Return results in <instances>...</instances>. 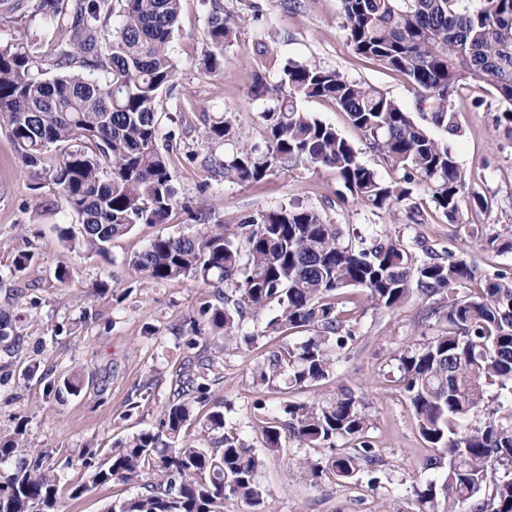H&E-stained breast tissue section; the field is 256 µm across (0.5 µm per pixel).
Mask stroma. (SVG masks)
Wrapping results in <instances>:
<instances>
[{
    "label": "stroma",
    "instance_id": "stroma-1",
    "mask_svg": "<svg viewBox=\"0 0 512 512\" xmlns=\"http://www.w3.org/2000/svg\"><path fill=\"white\" fill-rule=\"evenodd\" d=\"M222 2L225 15L243 17L245 23L236 42L224 48L223 70L205 76L198 60L208 44L210 0H182L172 43L179 72L160 122L161 133L176 134L173 176L183 204L168 223L136 225L114 238L103 257L63 248L57 226L66 222V211L49 177L58 148H51L38 167L25 168L13 142L0 130V310L16 317L20 333L18 348L8 352L0 346V436L21 431L24 442L47 452L68 482L81 480L80 458L85 452L157 428L164 416L173 375L187 354L182 329L197 316L209 287L191 276L156 283L135 273L128 260L156 236L196 231L190 209L205 208L215 224L299 203L324 212L356 246L385 229L409 242L452 250L488 273L512 270V253L498 252L467 233L471 223L484 225L491 234L512 233V137L497 127L501 106L490 93L479 106L474 105L471 90L454 96L463 133L447 138L448 145L465 174L466 191H479L493 201L488 212L464 214L457 223L437 215L421 187L411 202L420 209L423 223H410L401 210L389 214L366 208L342 197L341 183L326 167L277 168L252 184L214 178L204 163L206 157L220 159L266 145L261 114L270 101L251 92L256 72H263L274 87L280 63L315 62L384 90L406 110H414L416 100L401 76L353 52L339 0ZM262 35L275 40L278 65L254 52L253 43ZM303 107L334 125L381 179H394V171L369 148L346 113L319 99L306 101ZM224 119L232 125L226 141L207 140L205 128ZM27 247L34 250L36 263L26 272L13 273L15 255ZM61 267L68 272L63 283L55 277ZM102 281L108 282L109 292H96ZM430 307V302L417 299L394 310H377L361 302L357 339L340 353L335 374L290 393L256 386L252 378L257 363L278 345L263 335L277 304L240 321L237 342L224 352L213 399L223 408L227 432L264 455L266 465L258 481L276 512H416L414 489L433 476L423 467L431 450L416 427L395 355L403 346L441 330ZM33 364L57 377L81 374V394L56 400L42 382L27 377ZM344 387L355 390L368 407L378 481L372 486H314L296 467L305 449L286 441L279 450L267 449L257 420L278 414L282 402H325Z\"/></svg>",
    "mask_w": 512,
    "mask_h": 512
}]
</instances>
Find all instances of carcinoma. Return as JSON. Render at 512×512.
I'll return each instance as SVG.
<instances>
[{"label":"carcinoma","instance_id":"1","mask_svg":"<svg viewBox=\"0 0 512 512\" xmlns=\"http://www.w3.org/2000/svg\"><path fill=\"white\" fill-rule=\"evenodd\" d=\"M340 6L353 51L411 83L417 110L429 113L435 127L459 135L453 96L469 86L493 91L505 106L496 124L512 131V0H481L475 9L465 0H340ZM180 9L181 0H15L11 6L23 18L39 19L41 30L30 41L0 44V128L26 167L39 165L51 146H65L51 177L71 217L59 228L71 251L104 255L113 238L138 224H165L179 207L174 135L160 145L159 106L175 88L171 43ZM239 27L224 15L221 0H213L208 49L199 59L203 72L223 68L224 46L237 40ZM48 33L54 49L42 55L38 41ZM251 91L274 101L261 113L265 150L211 160L228 178L257 183L274 168L304 164L332 169L346 191L373 210L395 211L419 184L451 222L465 204L472 211L491 207L478 192L463 202L464 174L448 144L375 86L303 61L286 63L276 88L255 74ZM309 99L346 113L369 147L402 175L379 179L333 125L302 108ZM468 230L484 237L481 224ZM486 243L512 252V237L491 235ZM129 265L156 283L217 275L213 299L199 307L209 332L201 335L193 320L186 341L201 352L176 371L160 427L140 430L102 455L86 452L82 482H63L50 456L29 453L19 434L1 437L0 466L12 472L0 481V512H55L58 498L80 499L112 481L137 487L117 501L121 512H224L228 499L247 512H273L257 481L265 457L225 431L219 407L198 417L224 364L210 345L230 338L246 311L275 302L278 313L266 335L302 329L309 336L270 352L254 369V382L281 392L328 379L356 339L347 308L354 289L375 309L432 300V313L444 324L440 334L397 357L417 429L435 452L425 462L435 478L415 489L418 512H512V417L487 415L461 427L481 414L491 389L512 393L511 272L490 277L449 250L418 249L390 233L355 248L322 212L297 205L248 215L233 226L158 236ZM37 373L31 367L26 375ZM40 380L58 399L83 389L76 375L58 382L43 372ZM196 417L207 439L184 444L182 432ZM257 428L270 450L281 448L283 434L313 450L345 441L338 453L299 460L312 484L377 481L370 414L351 389L328 402L289 400L282 417L264 418ZM501 468L507 475L497 476Z\"/></svg>","mask_w":512,"mask_h":512}]
</instances>
